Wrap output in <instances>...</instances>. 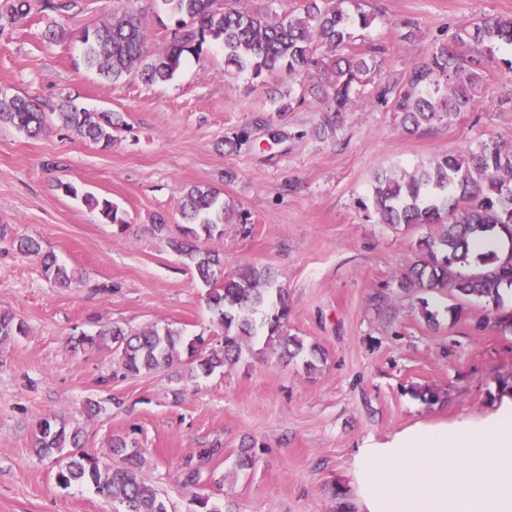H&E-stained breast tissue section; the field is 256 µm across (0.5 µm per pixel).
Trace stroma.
<instances>
[{"mask_svg":"<svg viewBox=\"0 0 512 512\" xmlns=\"http://www.w3.org/2000/svg\"><path fill=\"white\" fill-rule=\"evenodd\" d=\"M11 2L0 0V91L48 113L66 100L117 112L123 124L106 148L55 123L34 138L0 126V225L8 227L0 310L28 329L0 344V512H115L91 487L56 483L64 455H35L33 430L47 414L80 426L85 452L106 463L112 436L133 438L141 475L170 512H196L199 497L222 512H341L347 462L364 438L481 415L501 383L512 384V326L492 323L490 306L400 287L433 226L381 224L359 206L378 173L484 142L512 150L507 46L485 55L477 91L451 120L410 133L399 114L372 104L376 84L403 81L412 61L480 17L512 16V0H360L374 21L354 30L353 46L381 48L382 65L332 134L323 131L328 73L320 67L296 78L228 74L211 40L164 83L135 74L115 82L85 65L84 31L128 9L140 15L150 51L166 49L173 22L160 0H76L70 11L16 21ZM51 27L62 38L48 40ZM292 93L304 103L278 111ZM272 127L282 141L269 139ZM243 132L249 143L230 149L228 138ZM61 182L112 201L126 227L63 195ZM189 185L217 188L247 212V223L225 225L205 246L222 254L225 274L245 264L274 271L288 290L289 333L324 351L314 370L269 353L205 378H187L182 366L125 377L108 349H75L81 335L111 324L217 334L194 268L153 229L162 215L179 233ZM18 236L39 239L81 285L47 279L40 263L13 250ZM427 389L433 402L421 396ZM90 400L102 405L92 417ZM248 444L256 463L238 468ZM191 471L199 477L189 485Z\"/></svg>","mask_w":512,"mask_h":512,"instance_id":"obj_1","label":"stroma"}]
</instances>
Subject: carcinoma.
<instances>
[{"mask_svg":"<svg viewBox=\"0 0 512 512\" xmlns=\"http://www.w3.org/2000/svg\"><path fill=\"white\" fill-rule=\"evenodd\" d=\"M323 2L303 0L298 13L272 16L243 6L220 8L218 0H162L174 19L167 50L150 52L139 16L128 10L85 31L84 59L106 78L117 81L135 72L153 84L170 80L183 54L200 56L209 39L221 44L226 66L256 78L281 71L301 75L321 62L317 51L323 48L326 57L332 58L325 95L338 120L350 111L367 75L380 66L379 49L365 54L349 50L350 29L369 27L373 16L343 8L344 0L330 7ZM498 41L512 46V17H481L451 43L437 45L414 61L403 86L378 87L377 103L401 114L403 125L414 129L451 118L468 103L480 82V73L470 68L474 58L467 51L489 48ZM55 119L63 128L105 148L112 144V131L122 121L117 112L91 111L71 103L63 105ZM46 123L47 116L33 100L0 96V125L36 137ZM81 196L107 223L125 224L110 201L88 192ZM359 207L373 210L382 224L438 227L436 234L419 242L417 260L400 287L447 288L461 298L479 297L492 304L495 320L512 323V311L505 309L501 295L504 288L512 289V248L503 255L495 250L474 255L470 250L478 238L496 234L512 238V151L485 142L465 155H444L411 171L381 175ZM179 212L188 226L180 235L169 237L167 244L194 267L207 288L206 302L218 317L221 340L214 344L202 334L189 337L169 325L141 331L108 326L100 335L118 357L123 374L167 370L184 359L189 377H207L245 355L266 351L286 360L302 357L307 367H314L320 347L306 345L288 332V293L272 271L244 266L220 280L221 254L199 245L202 239L222 237L224 225L239 223L241 214L235 207L224 202L217 190L191 185L182 190ZM17 250L40 260L46 276L56 283L77 282L55 256L42 252L38 240L20 237ZM23 335V323L0 312V343ZM33 448L40 456L73 449L69 461L56 472L61 487L91 485L119 506L117 512H169L164 497L141 477L142 453L128 436L111 439L112 455L120 458V464L103 463L82 451L80 428L49 415L37 423Z\"/></svg>","mask_w":512,"mask_h":512,"instance_id":"obj_1","label":"carcinoma"}]
</instances>
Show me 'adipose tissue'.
<instances>
[{"mask_svg":"<svg viewBox=\"0 0 512 512\" xmlns=\"http://www.w3.org/2000/svg\"><path fill=\"white\" fill-rule=\"evenodd\" d=\"M347 478L355 512H512V391L481 417L364 439Z\"/></svg>","mask_w":512,"mask_h":512,"instance_id":"ef3b65f1","label":"adipose tissue"}]
</instances>
